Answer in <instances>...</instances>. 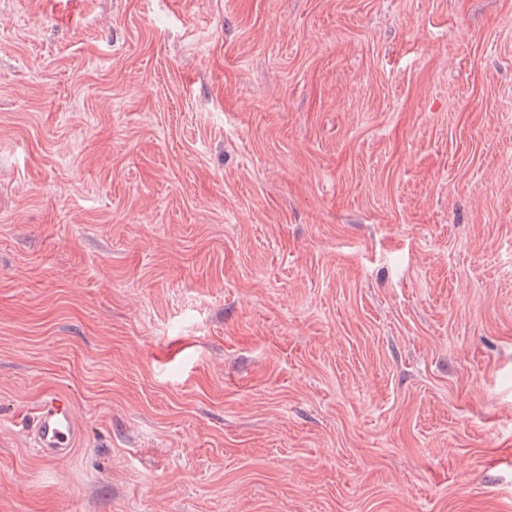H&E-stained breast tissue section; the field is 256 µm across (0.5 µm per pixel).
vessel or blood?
I'll return each mask as SVG.
<instances>
[{
    "mask_svg": "<svg viewBox=\"0 0 512 512\" xmlns=\"http://www.w3.org/2000/svg\"><path fill=\"white\" fill-rule=\"evenodd\" d=\"M28 433L36 451L47 458L70 455L80 437L73 400L52 392L38 403Z\"/></svg>",
    "mask_w": 512,
    "mask_h": 512,
    "instance_id": "1",
    "label": "vessel or blood"
}]
</instances>
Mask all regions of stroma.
Segmentation results:
<instances>
[{
	"instance_id": "stroma-1",
	"label": "stroma",
	"mask_w": 512,
	"mask_h": 512,
	"mask_svg": "<svg viewBox=\"0 0 512 512\" xmlns=\"http://www.w3.org/2000/svg\"><path fill=\"white\" fill-rule=\"evenodd\" d=\"M0 512H512V0H0ZM28 433L43 457L70 455L80 437L73 400L59 392L45 395L35 409Z\"/></svg>"
}]
</instances>
